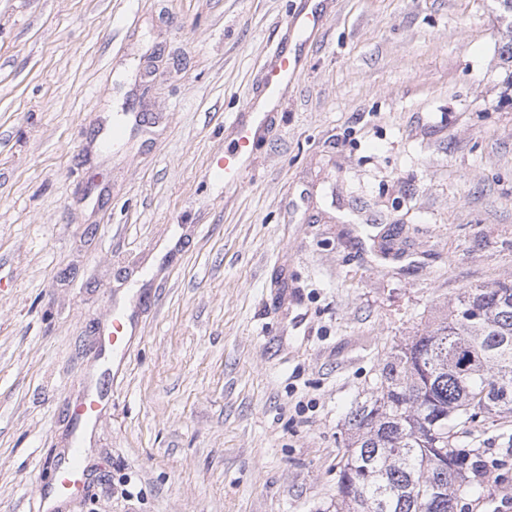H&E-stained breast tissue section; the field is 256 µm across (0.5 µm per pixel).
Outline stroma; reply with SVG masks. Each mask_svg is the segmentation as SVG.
<instances>
[{
    "label": "stroma",
    "instance_id": "1",
    "mask_svg": "<svg viewBox=\"0 0 512 512\" xmlns=\"http://www.w3.org/2000/svg\"><path fill=\"white\" fill-rule=\"evenodd\" d=\"M324 22L296 43L300 11ZM495 0H0V512H334L391 348L512 281ZM299 76L243 182L204 177ZM135 112L118 148L96 144ZM136 332L124 359L114 314ZM100 392L96 420L74 407ZM512 503V417L459 429ZM299 63L300 58L287 51L278 53L277 64L270 70L266 80L267 94L270 97H273L283 84L297 76ZM84 466L80 450L77 448L64 463L58 465L56 483L49 489L39 493L40 504L45 502L49 496L54 498L56 504L60 500L72 497L83 479L85 473Z\"/></svg>",
    "mask_w": 512,
    "mask_h": 512
}]
</instances>
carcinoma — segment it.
<instances>
[{"label":"carcinoma","mask_w":512,"mask_h":512,"mask_svg":"<svg viewBox=\"0 0 512 512\" xmlns=\"http://www.w3.org/2000/svg\"><path fill=\"white\" fill-rule=\"evenodd\" d=\"M501 96L512 100V0H497ZM512 415V282L466 287L393 349L348 418L336 512H457L479 454L455 428Z\"/></svg>","instance_id":"carcinoma-1"}]
</instances>
